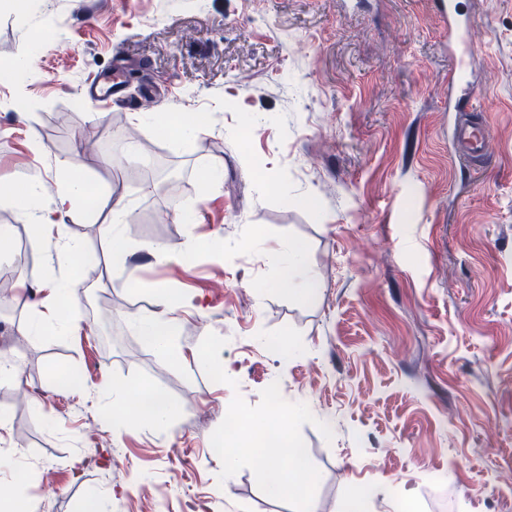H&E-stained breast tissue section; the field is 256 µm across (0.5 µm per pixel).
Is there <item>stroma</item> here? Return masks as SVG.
<instances>
[{"instance_id":"obj_1","label":"stroma","mask_w":512,"mask_h":512,"mask_svg":"<svg viewBox=\"0 0 512 512\" xmlns=\"http://www.w3.org/2000/svg\"><path fill=\"white\" fill-rule=\"evenodd\" d=\"M437 0H34L0 8V277L63 281L56 328L29 326L38 297L0 301V490L33 512H512V0H456L470 22L468 114L448 109L457 56ZM131 63L130 103L85 84ZM151 94L156 129L131 122ZM211 115L189 141L169 120ZM490 131L483 160L454 127ZM172 165L155 181L143 158ZM77 160L99 200L33 236L32 179ZM213 173L205 181V173ZM128 260L112 263L109 201ZM78 246L76 264L56 259ZM321 288L277 282L290 246ZM184 295L180 357L142 346L132 320ZM286 343L290 356L269 347ZM284 379L279 396L266 387ZM147 386L177 406L157 425L115 411ZM288 414L311 482L267 496L262 455H217L230 413ZM25 477L15 481V469Z\"/></svg>"}]
</instances>
